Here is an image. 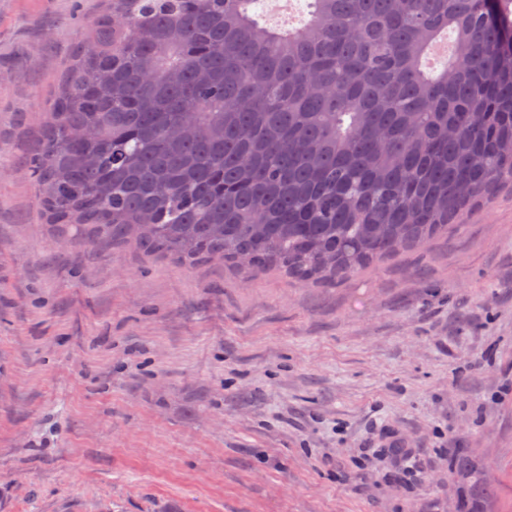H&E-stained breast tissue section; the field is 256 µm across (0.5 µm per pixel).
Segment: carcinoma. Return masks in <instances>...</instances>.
Here are the masks:
<instances>
[{"label": "carcinoma", "instance_id": "1", "mask_svg": "<svg viewBox=\"0 0 512 512\" xmlns=\"http://www.w3.org/2000/svg\"><path fill=\"white\" fill-rule=\"evenodd\" d=\"M105 2L28 167L63 236L327 284L512 185V0H312L293 29L258 0ZM452 466L483 512L485 469Z\"/></svg>", "mask_w": 512, "mask_h": 512}]
</instances>
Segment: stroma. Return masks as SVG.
<instances>
[{
    "instance_id": "35a3bbf8",
    "label": "stroma",
    "mask_w": 512,
    "mask_h": 512,
    "mask_svg": "<svg viewBox=\"0 0 512 512\" xmlns=\"http://www.w3.org/2000/svg\"><path fill=\"white\" fill-rule=\"evenodd\" d=\"M101 7L0 0V512H455L458 455L512 512V188L333 284L57 238L26 162Z\"/></svg>"
}]
</instances>
